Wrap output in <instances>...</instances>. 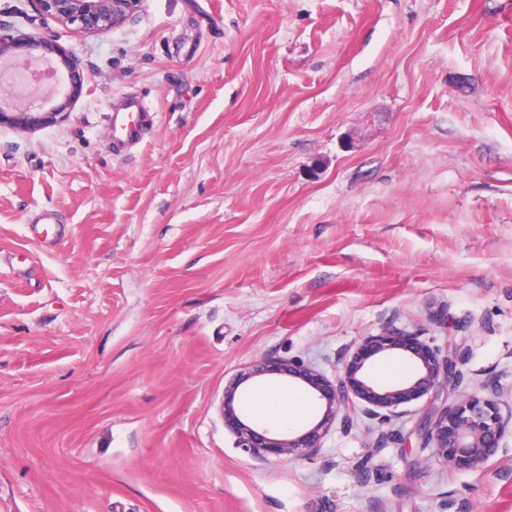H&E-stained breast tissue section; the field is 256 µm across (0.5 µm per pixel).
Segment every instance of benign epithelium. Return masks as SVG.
<instances>
[{"instance_id":"1","label":"benign epithelium","mask_w":512,"mask_h":512,"mask_svg":"<svg viewBox=\"0 0 512 512\" xmlns=\"http://www.w3.org/2000/svg\"><path fill=\"white\" fill-rule=\"evenodd\" d=\"M38 11L63 27L76 26L88 35H103L122 27L136 14L142 0H32ZM49 59L56 66L49 68L52 76L62 73L63 89L55 104L47 108L18 95L0 97V127L32 132L50 126L70 111L87 90L89 77L74 62L72 54L59 43L53 31L39 35L20 33L0 27V64L23 60L36 64ZM392 350H402L417 366L414 377L405 385L379 386L363 374L368 357ZM279 375L303 386L323 409L321 418L302 433L276 438L265 428H257L242 419L235 406L241 385L250 379ZM464 380L457 369V358L423 340L415 332L386 325L376 335L366 336L344 363L336 380L298 359L270 361L259 359L238 378L229 382L224 391V420L236 437L237 446L255 457L282 455L310 458L321 448V440L345 411L347 403L359 399L366 404L364 412L381 424L396 416L397 408L426 395L436 398L448 386ZM484 395L476 393L458 403L447 404L437 411L432 428L424 433L425 447L435 449L439 461L456 469H481L503 447L512 435V410L501 413L498 399L504 393L496 380L487 383Z\"/></svg>"}]
</instances>
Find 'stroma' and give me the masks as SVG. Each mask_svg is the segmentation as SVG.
<instances>
[{"mask_svg":"<svg viewBox=\"0 0 512 512\" xmlns=\"http://www.w3.org/2000/svg\"><path fill=\"white\" fill-rule=\"evenodd\" d=\"M71 112L0 129V512H512V436L479 470L380 441L360 403L310 460L224 425L255 360L328 378L385 323L462 355L512 407V0H143L60 29ZM135 93L140 145L111 144ZM64 229L29 231L41 213ZM373 476L363 481L362 469Z\"/></svg>","mask_w":512,"mask_h":512,"instance_id":"1","label":"stroma"}]
</instances>
